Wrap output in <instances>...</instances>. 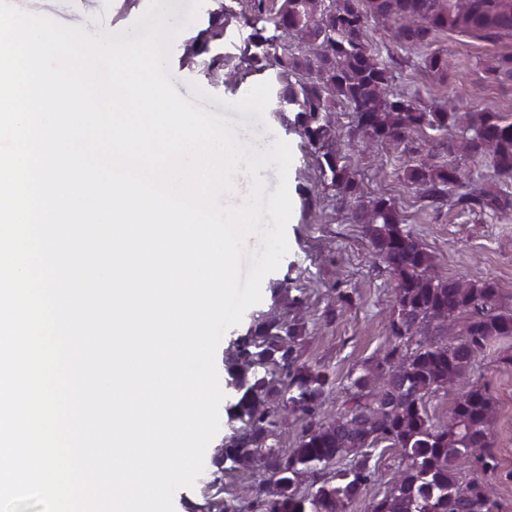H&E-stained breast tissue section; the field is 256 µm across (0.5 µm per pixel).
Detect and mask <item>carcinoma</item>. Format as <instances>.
<instances>
[{
    "label": "carcinoma",
    "instance_id": "carcinoma-1",
    "mask_svg": "<svg viewBox=\"0 0 512 512\" xmlns=\"http://www.w3.org/2000/svg\"><path fill=\"white\" fill-rule=\"evenodd\" d=\"M253 33L241 61L266 62L273 70L271 112L307 140L323 174V190L348 203V219L362 225L375 264L393 283L389 340L376 357L351 370L346 398L336 415H320L336 385L323 366L298 363L305 324L288 318L300 304L281 293V314L257 317L252 334L236 344L228 374L238 395L232 406L240 426L225 438L219 456L230 468L264 469L267 485L224 503V512H349L378 481L365 449L386 442L400 456V470L366 512H495L489 486L476 476L458 477L457 463L482 472L497 468L493 453L495 406L485 386L470 384L440 421L430 399L464 382L479 362L503 357L512 340V307L488 278L438 275L434 257L404 224L394 203L366 196L342 163V146L365 155L386 142L410 143L423 128L446 133L427 152L412 150L403 179L415 197L434 209L460 208L497 217L512 198L493 189L512 179V118L461 94L429 109L394 82L404 60L385 59L368 41L379 26L393 45L425 52L424 69L445 80L451 50L432 49L438 33L457 31L482 39L512 36V0H288L267 21L266 0H244ZM297 41V52L287 53ZM490 79L512 85V54L487 68ZM353 114L343 141L332 112ZM448 154V164L433 162ZM487 173L470 176L466 162ZM296 414L306 428L294 448L268 443Z\"/></svg>",
    "mask_w": 512,
    "mask_h": 512
}]
</instances>
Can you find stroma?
<instances>
[{"label": "stroma", "mask_w": 512, "mask_h": 512, "mask_svg": "<svg viewBox=\"0 0 512 512\" xmlns=\"http://www.w3.org/2000/svg\"><path fill=\"white\" fill-rule=\"evenodd\" d=\"M13 4L96 35L127 28L145 11L148 0H13ZM235 5L236 0H205L197 20L190 23L186 20L189 2L181 0L174 22L182 30L171 44L168 60L171 82L183 98L225 116L237 137L256 149H266L274 137L290 144L289 252L278 269L265 277L261 302L250 307L218 345L216 366L225 394L220 404V430L207 448L204 471L194 487L175 492L174 512H224L226 500L265 478L264 473L246 468L224 471L216 457L230 432L228 409L235 400V391L228 385L225 351L248 336L255 317L273 305L280 283H288L292 295L303 301L306 333L298 346L299 362L327 366L336 377V388L322 406L327 416L342 407L348 373L383 349L393 306L392 284L373 265L361 225L352 223L346 210L329 198L322 199L316 211L306 208V199L321 191L323 177L307 140L287 130L271 113L267 73L258 71L256 63H244L237 87L225 85L222 56L239 55L252 32L243 19L224 20L222 7ZM436 44L453 52L447 79L437 81L412 61L397 70L398 86L428 108L449 93L461 92L512 117V86L493 83L486 73L495 57L512 53V37L487 41L448 31L437 36ZM407 156L404 145L386 143L379 148L378 169L368 168L355 154L347 157L346 164L364 193H381L393 200L405 224L434 256L440 275L493 279L502 290L505 305L511 306L512 212L491 219L424 206L402 180L401 165ZM330 310L335 311L336 320L328 325L324 315ZM472 379L485 385L496 403L493 431L498 467L481 474L471 462L462 460L457 470L464 481L483 476L496 488L500 512H512V360L485 363Z\"/></svg>", "instance_id": "1"}]
</instances>
